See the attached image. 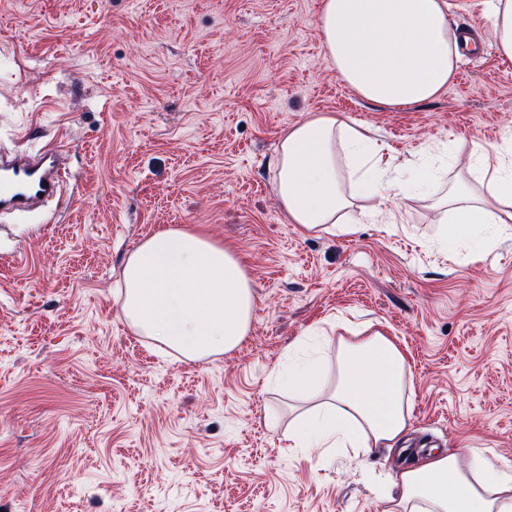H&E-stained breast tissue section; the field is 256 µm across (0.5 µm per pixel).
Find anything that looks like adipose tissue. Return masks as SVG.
<instances>
[{
  "instance_id": "ef3b65f1",
  "label": "adipose tissue",
  "mask_w": 512,
  "mask_h": 512,
  "mask_svg": "<svg viewBox=\"0 0 512 512\" xmlns=\"http://www.w3.org/2000/svg\"><path fill=\"white\" fill-rule=\"evenodd\" d=\"M450 0H322L318 30L331 66L363 99L404 108L440 96L453 80L461 37L449 23ZM473 194L458 181L441 198L455 241L482 224L512 223V166L499 148L473 145ZM358 172L343 188L341 160ZM278 198L288 223L336 232L356 199L399 202L434 181L426 168L403 180L367 128L335 113L314 114L282 137L274 158ZM117 299L127 324L181 358L194 361L236 350L247 336L254 293L232 251L187 227L143 240L124 260ZM272 381L293 399L288 439L293 452L342 448L353 457L373 449L406 451L412 372L400 348L379 331L338 338L334 371L319 352L289 348ZM398 493L386 512H512V479L480 456L430 449L392 479Z\"/></svg>"
}]
</instances>
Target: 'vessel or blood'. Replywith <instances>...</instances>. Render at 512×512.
Here are the masks:
<instances>
[{
  "label": "vessel or blood",
  "mask_w": 512,
  "mask_h": 512,
  "mask_svg": "<svg viewBox=\"0 0 512 512\" xmlns=\"http://www.w3.org/2000/svg\"><path fill=\"white\" fill-rule=\"evenodd\" d=\"M63 183L58 149L0 154L1 212H26L60 198Z\"/></svg>",
  "instance_id": "1"
}]
</instances>
